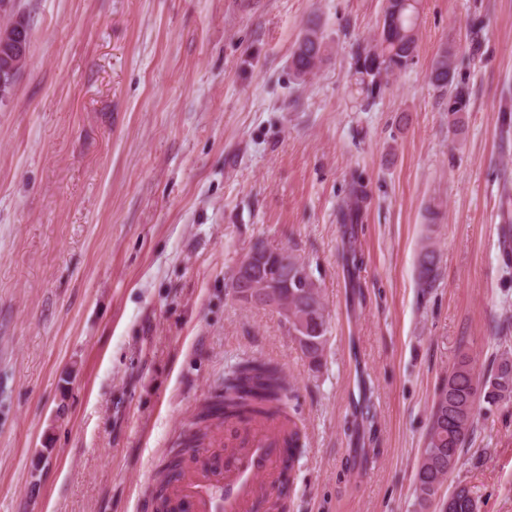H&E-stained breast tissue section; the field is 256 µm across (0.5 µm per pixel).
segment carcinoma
<instances>
[{
  "mask_svg": "<svg viewBox=\"0 0 512 512\" xmlns=\"http://www.w3.org/2000/svg\"><path fill=\"white\" fill-rule=\"evenodd\" d=\"M420 0H385L383 15L389 20L370 39L357 45L354 51V69L358 84L367 94L382 90L412 64L417 51V19ZM455 52L446 46L440 50L430 69V83L439 91L448 93V116L464 112L468 106L465 89L455 82ZM327 60V45L318 23L308 24L297 41L291 56L294 76L305 80L315 74ZM366 201L363 186L350 185L347 199L340 205L338 219L342 224H356ZM438 267L436 251L422 249L419 256L418 278L429 287L436 280ZM288 298V331L300 335L308 342L300 346L301 352L313 366L320 365L328 341V324L323 301L311 305L314 298L322 297L320 286L312 275H306V287L286 288ZM292 387L283 371L261 358L240 363L224 376V387L212 394L196 415L194 427L171 451L168 471L178 467L181 456L190 448L198 447L213 418L242 417L269 412L288 414V401ZM481 401L487 408L512 403V354L504 352L495 359L489 372H475L470 358L461 354L439 388L434 400L425 448L421 450L416 467V499L424 509L434 501L448 473L454 470L474 430V407Z\"/></svg>",
  "mask_w": 512,
  "mask_h": 512,
  "instance_id": "carcinoma-1",
  "label": "carcinoma"
}]
</instances>
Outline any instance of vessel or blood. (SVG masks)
I'll return each mask as SVG.
<instances>
[{"label": "vessel or blood", "instance_id": "1", "mask_svg": "<svg viewBox=\"0 0 512 512\" xmlns=\"http://www.w3.org/2000/svg\"><path fill=\"white\" fill-rule=\"evenodd\" d=\"M292 430L277 413L224 420L191 463L166 477L167 512H283Z\"/></svg>", "mask_w": 512, "mask_h": 512}]
</instances>
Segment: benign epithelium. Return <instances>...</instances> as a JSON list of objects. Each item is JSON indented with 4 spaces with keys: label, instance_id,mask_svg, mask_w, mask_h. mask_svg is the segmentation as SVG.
<instances>
[{
    "label": "benign epithelium",
    "instance_id": "1",
    "mask_svg": "<svg viewBox=\"0 0 512 512\" xmlns=\"http://www.w3.org/2000/svg\"><path fill=\"white\" fill-rule=\"evenodd\" d=\"M27 60L26 27L24 22L15 21L0 37V74L13 72ZM294 263L293 253L286 248L273 250L257 245L247 250L231 275L234 298L249 306L276 309L281 312L282 318H287L288 311L283 308L282 294L286 282L277 276L271 277L268 269L286 273Z\"/></svg>",
    "mask_w": 512,
    "mask_h": 512
}]
</instances>
